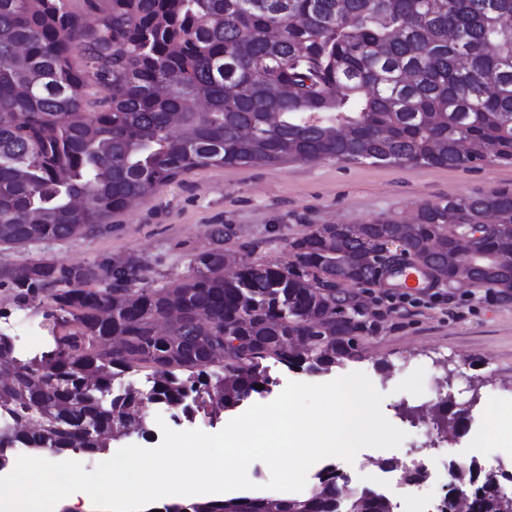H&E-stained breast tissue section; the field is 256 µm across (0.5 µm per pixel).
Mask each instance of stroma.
Here are the masks:
<instances>
[{
    "label": "stroma",
    "instance_id": "1",
    "mask_svg": "<svg viewBox=\"0 0 512 512\" xmlns=\"http://www.w3.org/2000/svg\"><path fill=\"white\" fill-rule=\"evenodd\" d=\"M512 190V166L490 164L479 169L391 167L339 161L282 163L273 166L206 168L180 176L148 199L114 215L106 237L47 242L34 253L68 263L101 256L122 261L140 258L148 266L150 285L160 286L192 272L194 256L211 245L215 224H228L232 234L225 250L253 263L287 264L289 241L316 224H361L378 217L409 218L421 203L451 197L487 195ZM429 294H403L398 288H361L357 294L369 307L377 331L359 340L357 361L347 372H364L384 396L382 411L406 437L395 449L365 448L353 462L335 465L350 478L351 487H369L370 475L387 474L395 512H429L430 500L448 492L449 463H478L483 476L512 472V454L494 438L498 414L512 411V303L497 300L484 288H435ZM0 330L11 335L19 355L46 350L52 335L44 307L13 305L0 288ZM270 382L215 419L196 414L183 417L166 411L164 424L177 431L222 430L250 406L274 400L287 381L320 384L332 374L310 375L268 364ZM451 401L467 410L458 435L438 436L430 419H406L402 411L423 403ZM160 423V424H163ZM159 423L148 420L147 436L131 435L112 444L156 447ZM418 458L427 462L432 478L424 500L408 501L402 469L385 470L379 462Z\"/></svg>",
    "mask_w": 512,
    "mask_h": 512
}]
</instances>
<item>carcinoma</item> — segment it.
I'll return each instance as SVG.
<instances>
[{"label":"carcinoma","mask_w":512,"mask_h":512,"mask_svg":"<svg viewBox=\"0 0 512 512\" xmlns=\"http://www.w3.org/2000/svg\"><path fill=\"white\" fill-rule=\"evenodd\" d=\"M0 0V245L112 234V215L197 169L336 160L512 165V0ZM93 76L99 91L89 90ZM287 91L273 97L270 89ZM494 222L473 238L460 224ZM229 228L193 273L144 286L136 257L0 265L14 302L46 299L53 347L22 359L0 330V432L16 448L96 453L145 432L147 408L218 416L269 384L359 357L374 330L336 291L412 258L436 282L512 301V191L448 198L404 224H318L294 262L239 263ZM144 372L146 390L115 387ZM476 512L512 496L470 465ZM164 512H392L340 472L306 499L239 496Z\"/></svg>","instance_id":"cac0c4a2"}]
</instances>
